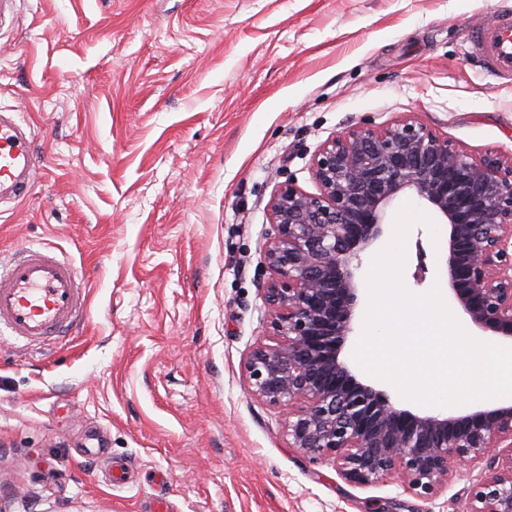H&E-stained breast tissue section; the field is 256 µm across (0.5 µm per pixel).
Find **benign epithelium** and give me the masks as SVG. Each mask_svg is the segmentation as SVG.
I'll list each match as a JSON object with an SVG mask.
<instances>
[{
  "mask_svg": "<svg viewBox=\"0 0 512 512\" xmlns=\"http://www.w3.org/2000/svg\"><path fill=\"white\" fill-rule=\"evenodd\" d=\"M309 171L318 193L288 181L268 203L263 289L276 344L260 342L244 360L250 392L287 411L288 447L332 461L355 485L399 471L430 498L453 465L488 454L468 512H512V403L417 414L340 358L359 305L352 262L382 237L387 209L404 193L448 222L446 276L461 315L512 340V157L476 159L405 115L344 128ZM504 442L508 453H490Z\"/></svg>",
  "mask_w": 512,
  "mask_h": 512,
  "instance_id": "7a95c632",
  "label": "benign epithelium"
}]
</instances>
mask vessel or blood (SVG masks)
<instances>
[{"mask_svg":"<svg viewBox=\"0 0 512 512\" xmlns=\"http://www.w3.org/2000/svg\"><path fill=\"white\" fill-rule=\"evenodd\" d=\"M475 47L486 76H512V13L479 28ZM36 179L32 142L15 117L0 113V202L26 198ZM84 296L66 260L28 247L0 270V333L26 344L61 336L82 314Z\"/></svg>","mask_w":512,"mask_h":512,"instance_id":"obj_1","label":"vessel or blood"}]
</instances>
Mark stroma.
Masks as SVG:
<instances>
[{
  "label": "stroma",
  "instance_id": "stroma-1",
  "mask_svg": "<svg viewBox=\"0 0 512 512\" xmlns=\"http://www.w3.org/2000/svg\"><path fill=\"white\" fill-rule=\"evenodd\" d=\"M512 0H15L0 112L37 179L0 206V262H72L85 321L0 338V512H466L485 460L430 499L357 486L289 448L247 390L272 343L267 204L345 127L411 113L475 157L512 154V79L473 31ZM414 225L403 279L446 285L448 226ZM108 450L86 457L90 433Z\"/></svg>",
  "mask_w": 512,
  "mask_h": 512
}]
</instances>
